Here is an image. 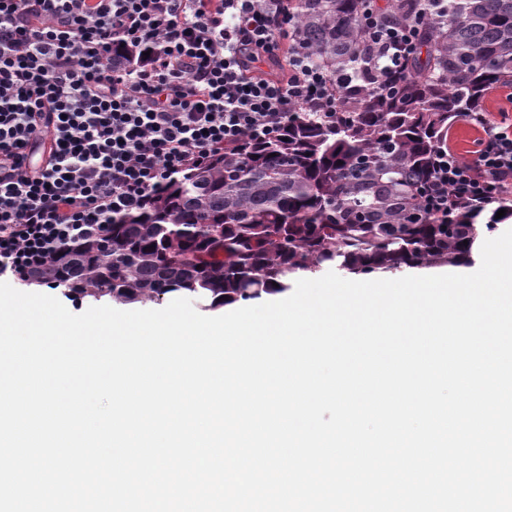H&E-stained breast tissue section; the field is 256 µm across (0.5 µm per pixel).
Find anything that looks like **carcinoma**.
<instances>
[{
  "label": "carcinoma",
  "instance_id": "1",
  "mask_svg": "<svg viewBox=\"0 0 512 512\" xmlns=\"http://www.w3.org/2000/svg\"><path fill=\"white\" fill-rule=\"evenodd\" d=\"M413 8L429 24L390 99L365 71L360 0H288L313 63L359 78L351 111L332 125L296 112L278 137L171 178L30 283L75 300L145 304L179 292L218 307L286 291L325 266L366 276L470 260L479 224L494 231L512 206L457 205L443 224L422 194L448 125L512 84V0H386L381 12L396 24Z\"/></svg>",
  "mask_w": 512,
  "mask_h": 512
}]
</instances>
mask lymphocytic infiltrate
<instances>
[{"mask_svg":"<svg viewBox=\"0 0 512 512\" xmlns=\"http://www.w3.org/2000/svg\"><path fill=\"white\" fill-rule=\"evenodd\" d=\"M375 82L396 91L427 20L364 0ZM285 0H0V279L144 207L171 177L293 112L335 122L353 78L313 65ZM472 158L436 156L430 210L512 196V129L469 113Z\"/></svg>","mask_w":512,"mask_h":512,"instance_id":"lymphocytic-infiltrate-1","label":"lymphocytic infiltrate"}]
</instances>
